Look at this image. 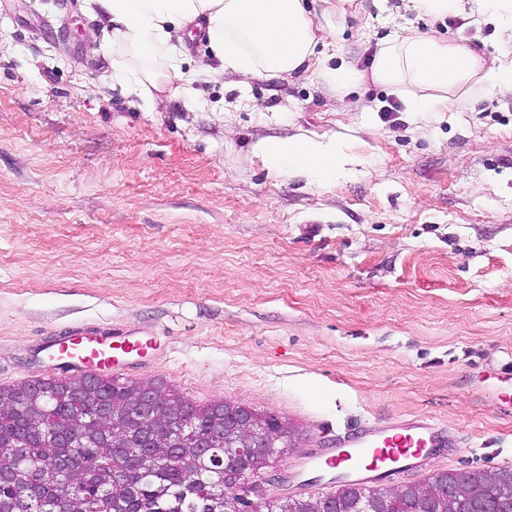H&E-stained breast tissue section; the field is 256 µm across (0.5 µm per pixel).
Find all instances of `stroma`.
<instances>
[{
	"instance_id": "obj_1",
	"label": "stroma",
	"mask_w": 512,
	"mask_h": 512,
	"mask_svg": "<svg viewBox=\"0 0 512 512\" xmlns=\"http://www.w3.org/2000/svg\"><path fill=\"white\" fill-rule=\"evenodd\" d=\"M326 64L369 71L405 28L500 51L492 26L405 0H309ZM84 0H0V386L43 377L50 334L132 327L124 378L285 417L302 449L423 414L458 438L428 475L512 469V92L414 114L317 68L127 94ZM399 111H391V104ZM344 154L330 181L267 144Z\"/></svg>"
}]
</instances>
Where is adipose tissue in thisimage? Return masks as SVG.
Listing matches in <instances>:
<instances>
[{
    "label": "adipose tissue",
    "mask_w": 512,
    "mask_h": 512,
    "mask_svg": "<svg viewBox=\"0 0 512 512\" xmlns=\"http://www.w3.org/2000/svg\"><path fill=\"white\" fill-rule=\"evenodd\" d=\"M103 15L93 53L103 54L126 81L128 93L152 104L170 86L190 91L197 75L182 69L184 37L195 21L205 23L209 49L220 62L213 79L233 74H290L314 63L325 34L312 21L305 0H87ZM417 13L435 20L463 12L494 26L502 36L497 65L482 66L473 51L432 33H397L379 44L371 77L391 87L409 111L444 112L469 89L512 90V0H409ZM273 160L317 181L330 180L343 164L340 151L311 142L267 146Z\"/></svg>",
    "instance_id": "adipose-tissue-1"
}]
</instances>
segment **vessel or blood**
<instances>
[{"label":"vessel or blood","mask_w":512,"mask_h":512,"mask_svg":"<svg viewBox=\"0 0 512 512\" xmlns=\"http://www.w3.org/2000/svg\"><path fill=\"white\" fill-rule=\"evenodd\" d=\"M62 363V375L76 379L87 374H107L114 351L143 354L160 348L155 337H141L131 329L74 326L53 340ZM447 428L428 417L408 415L390 422L365 425L347 440L301 456L290 476L313 474L315 481L338 478L357 486L401 480L424 470L430 460L455 447Z\"/></svg>","instance_id":"vessel-or-blood-1"}]
</instances>
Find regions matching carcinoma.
Returning a JSON list of instances; mask_svg holds the SVG:
<instances>
[{"mask_svg":"<svg viewBox=\"0 0 512 512\" xmlns=\"http://www.w3.org/2000/svg\"><path fill=\"white\" fill-rule=\"evenodd\" d=\"M152 385L162 416L140 422L144 383L85 376L72 381L48 375L0 387V512H226L233 487L214 457L224 449L200 447L210 439L237 448L241 418L276 426L288 421L244 405L217 401L197 406L161 381ZM84 415L82 429L72 422ZM118 420L121 429L112 427ZM25 448L17 458L13 448ZM455 490L448 502L444 488ZM377 500L379 512H474L493 500L512 512V469L452 470L423 485L387 493L351 484L334 497L282 499L276 504L242 499L248 512H309L329 502V512H353L359 499Z\"/></svg>","mask_w":512,"mask_h":512,"instance_id":"obj_1","label":"carcinoma"}]
</instances>
